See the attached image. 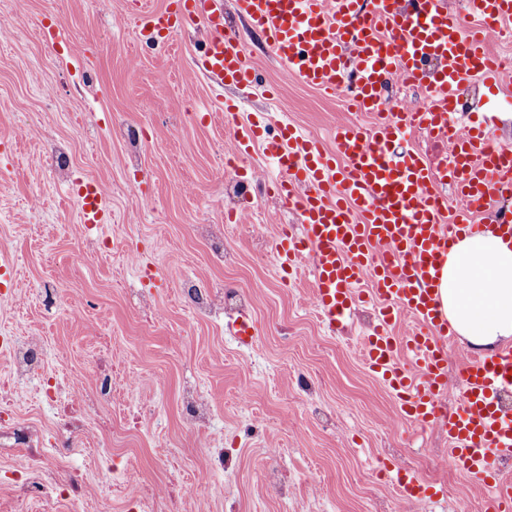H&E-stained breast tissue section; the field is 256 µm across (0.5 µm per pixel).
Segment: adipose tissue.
<instances>
[{
    "mask_svg": "<svg viewBox=\"0 0 512 512\" xmlns=\"http://www.w3.org/2000/svg\"><path fill=\"white\" fill-rule=\"evenodd\" d=\"M439 288L443 312L468 344L512 341V238L487 232L459 239Z\"/></svg>",
    "mask_w": 512,
    "mask_h": 512,
    "instance_id": "ef3b65f1",
    "label": "adipose tissue"
}]
</instances>
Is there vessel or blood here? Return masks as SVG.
<instances>
[{
  "mask_svg": "<svg viewBox=\"0 0 512 512\" xmlns=\"http://www.w3.org/2000/svg\"><path fill=\"white\" fill-rule=\"evenodd\" d=\"M236 7L287 75L331 97L346 92L351 110L373 118L365 129L336 125L328 152L294 127L273 135L262 121H238V104H225L235 155L261 149L278 170L268 193L301 218L300 235H281L275 245L281 268L305 264L329 325L374 305L376 323L363 339L366 365L387 383L404 421L446 432L449 465L490 488L491 512H512V480L502 474L512 463V414L501 404L512 388V346L471 358L461 406L439 411L455 334L437 299L440 271L458 239L512 234V209L500 207L512 196V146L498 142L488 119L453 125L461 108L456 90L467 75L481 78L493 97L507 79L491 63L488 36L512 22V0H475L479 23L468 34L450 0H236ZM200 23L207 39L197 70L220 88L263 87L240 40L224 30L222 0H177L175 10L139 16L135 32L157 41ZM394 81L427 96L412 111H385ZM415 123L448 144L445 161L414 148L396 151ZM439 182L452 187V197L436 191ZM76 202L84 227L108 223L103 186L81 185ZM487 208L492 221L477 220ZM404 314L412 324L395 334ZM403 352L413 369L400 366ZM397 487L408 501L433 490L411 474L398 477Z\"/></svg>",
  "mask_w": 512,
  "mask_h": 512,
  "instance_id": "obj_1",
  "label": "vessel or blood"
}]
</instances>
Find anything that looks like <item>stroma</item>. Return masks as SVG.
I'll return each instance as SVG.
<instances>
[{
    "mask_svg": "<svg viewBox=\"0 0 512 512\" xmlns=\"http://www.w3.org/2000/svg\"><path fill=\"white\" fill-rule=\"evenodd\" d=\"M169 0H0V337L37 335L34 379L16 381L0 346V502L13 505L8 421H29L34 455L74 475L79 503L27 500L19 512H126L138 484L175 493L180 512H486L484 490L448 464L445 433L402 421L389 388L366 366L360 341L374 311L358 307L341 328L317 312L307 271H280L275 243L299 232L295 214L267 193L261 150L226 167L232 131L224 105L241 119L263 114L323 143L348 111L287 77L258 36L224 0V27L242 35L273 97L218 88L195 66L202 30H173L150 49L135 36L139 12ZM60 24L63 38L42 40ZM138 133L132 150L118 134ZM251 177L236 201L224 185ZM106 187L111 218L84 230L78 183ZM242 293L241 311L216 303L196 316L184 283ZM61 289L63 306L36 291ZM254 323L251 343L229 331L239 313ZM140 376L134 392L87 408L82 431L58 414L73 403L72 374L93 395L99 356ZM56 387L57 402L42 391ZM194 389L212 409L201 428L183 408ZM232 467L210 470V449ZM132 467L138 484L105 494L109 469ZM275 469L280 485L265 478ZM446 487L441 499L400 498L397 472ZM205 491H198L200 476Z\"/></svg>",
    "mask_w": 512,
    "mask_h": 512,
    "instance_id": "stroma-1",
    "label": "stroma"
}]
</instances>
